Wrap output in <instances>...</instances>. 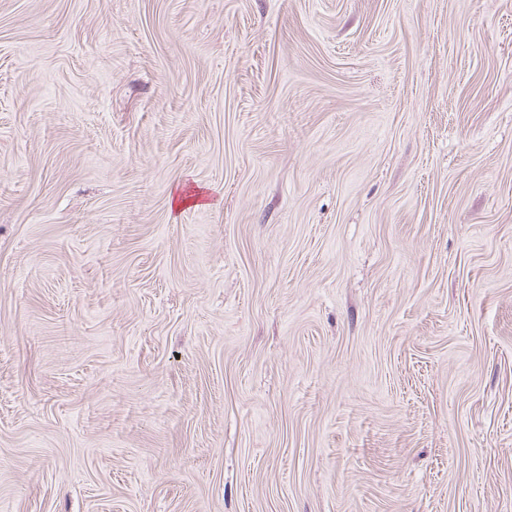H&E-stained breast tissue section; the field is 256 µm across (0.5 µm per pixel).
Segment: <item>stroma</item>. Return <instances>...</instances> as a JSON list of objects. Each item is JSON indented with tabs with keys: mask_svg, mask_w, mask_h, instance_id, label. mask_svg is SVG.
Listing matches in <instances>:
<instances>
[{
	"mask_svg": "<svg viewBox=\"0 0 512 512\" xmlns=\"http://www.w3.org/2000/svg\"><path fill=\"white\" fill-rule=\"evenodd\" d=\"M0 512H512V0H0Z\"/></svg>",
	"mask_w": 512,
	"mask_h": 512,
	"instance_id": "stroma-1",
	"label": "stroma"
}]
</instances>
